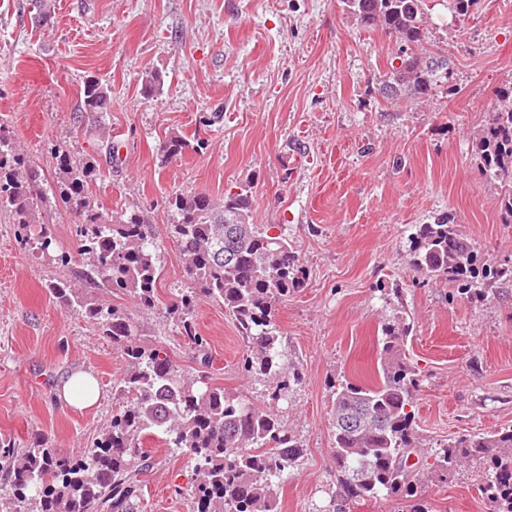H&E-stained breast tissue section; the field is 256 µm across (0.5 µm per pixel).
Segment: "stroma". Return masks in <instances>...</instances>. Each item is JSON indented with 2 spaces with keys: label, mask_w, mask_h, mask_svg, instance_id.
<instances>
[{
  "label": "stroma",
  "mask_w": 512,
  "mask_h": 512,
  "mask_svg": "<svg viewBox=\"0 0 512 512\" xmlns=\"http://www.w3.org/2000/svg\"><path fill=\"white\" fill-rule=\"evenodd\" d=\"M48 9L40 22L32 0H0V126L46 178L40 221L59 248L76 252L81 218L56 191L55 152L95 161L85 193L96 210L109 217L134 203L148 216L163 267L155 309L91 290L134 318L138 344L199 367L167 314L190 286L167 230L172 195L250 188L255 223L285 233L301 260L306 284L277 305L275 323L302 380L280 400L244 371L247 341L222 305L198 300L194 316L212 384L270 407L304 448L279 490L281 512H410L405 497L346 499L332 453L333 388L376 380L382 329L400 317L419 378L428 512H494L474 469L443 476L433 448L512 426V280L482 298L422 277L410 236L446 215L473 243L475 270H512V224L474 160L489 110L512 87V0H481L467 17L450 0H426L425 40L451 59L456 92L424 103L379 94L398 47L341 0H48ZM89 74L111 89L97 116L80 112ZM174 133L209 145L161 163ZM84 269L33 257L0 211V442L76 453L102 438L121 404L123 350L48 291L57 279L85 287ZM80 372L99 385L94 407L58 399ZM145 446L153 464L140 477V512H189L190 460L158 438Z\"/></svg>",
  "instance_id": "1"
}]
</instances>
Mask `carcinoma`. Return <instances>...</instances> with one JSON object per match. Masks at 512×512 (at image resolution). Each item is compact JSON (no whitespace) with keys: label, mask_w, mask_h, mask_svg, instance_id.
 <instances>
[{"label":"carcinoma","mask_w":512,"mask_h":512,"mask_svg":"<svg viewBox=\"0 0 512 512\" xmlns=\"http://www.w3.org/2000/svg\"><path fill=\"white\" fill-rule=\"evenodd\" d=\"M365 28H378L399 45V64L391 65L379 87L393 101L427 100L451 90L452 67L447 56L423 45L425 0H341ZM109 88L89 76L84 81L82 111L104 112ZM208 147L171 134L159 146L163 162ZM61 197L83 215L76 225L80 254L90 266L87 276L98 288L133 297L146 310L154 308L161 274L158 238L153 225L134 208L110 218L90 206L84 195L96 166L66 154L56 156ZM482 175L499 183L502 223H512V87L498 104L475 143ZM44 178L0 127V209L13 213L27 231L25 244L45 252L52 244L47 229L38 233L39 202ZM171 236L194 285L169 314L181 335L200 357L203 369L187 374L165 348L135 343L137 326L122 311L93 301L64 281L49 291L77 315L96 324L122 348L129 368L115 385L124 405L94 447L61 453L34 443L19 450L0 443V490L8 493L13 512H139V476L152 464L144 448L161 438L168 448L193 463L188 496L190 512H279V481L302 455L303 448L276 413L208 383L207 340L198 332L193 311L198 295L224 305L247 339L243 369L276 382L272 399L301 380L278 347L274 308L303 287L304 269L288 237L272 235L253 222V196L229 191L215 201L205 194H177L168 200ZM232 218L234 224L224 220ZM412 265L420 275L457 283L463 294L486 289L473 271L474 247L442 216L422 224L411 236ZM407 327L383 329V362L372 385L340 383L331 402L333 455L346 476L349 498H379L420 487V469L407 464L416 450L417 424L410 411L418 386L415 371L402 357L400 342ZM469 460L484 467L478 488L497 512H512V427L448 442L435 456L443 473L457 471Z\"/></svg>","instance_id":"1"}]
</instances>
